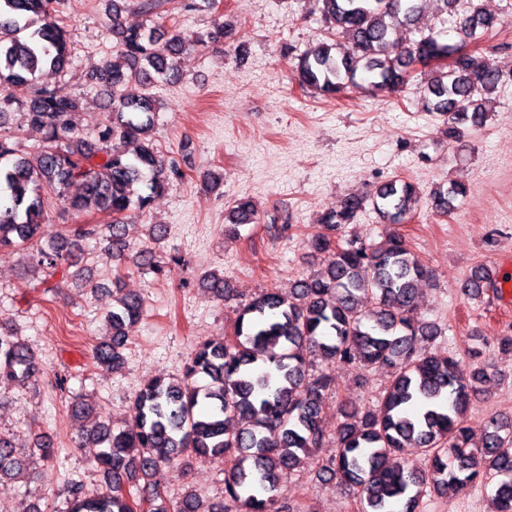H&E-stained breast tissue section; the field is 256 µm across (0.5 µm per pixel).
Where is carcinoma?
Masks as SVG:
<instances>
[{
    "instance_id": "carcinoma-1",
    "label": "carcinoma",
    "mask_w": 512,
    "mask_h": 512,
    "mask_svg": "<svg viewBox=\"0 0 512 512\" xmlns=\"http://www.w3.org/2000/svg\"><path fill=\"white\" fill-rule=\"evenodd\" d=\"M57 0H0V127L20 111L41 131L44 145L19 155L0 139V249L36 252L45 277L66 275L71 242L53 230L44 191L61 199L59 216L76 221L92 213L112 216L84 235L97 238L123 261L126 217L144 214L152 198L184 178L180 166L164 158L151 132L159 102L129 90L133 85L178 78L184 46L174 28L127 27L128 0H110L111 32L119 54L89 75L112 95L105 122L82 133L73 120L80 103L43 85L20 102L9 89L73 66L69 33L55 9ZM428 0H314L311 13L345 40L322 42L296 55L292 69L301 87L336 96L366 81L372 87H402L413 65L431 68L423 94L426 111L447 117L448 133L487 120L482 99L493 95L502 74L487 59L461 55L450 67L437 60L459 51L466 40L493 29L500 18L463 0H434L445 26L408 44L398 29L419 23ZM459 42H448V27ZM218 20L202 40L216 45L231 33ZM455 181L430 192L433 209L447 214L467 197ZM420 200L405 180H388L372 193L374 208L387 224L410 218ZM363 198L350 196L326 213L310 239L320 272L298 280L288 292L266 289L237 309L234 335L197 344L179 378H154L137 392L129 420L81 427L79 447L92 449L102 491L90 495L70 481L69 512H132L127 488L152 486L160 467L185 465L191 455L224 465V499L204 502L192 493L167 499L152 490L151 512H288L275 491L283 478L300 470L304 455L325 447L321 425L326 396L334 386L327 372L315 373L311 360L333 367L356 364L387 367L392 377L371 406L344 403L335 448L320 467L352 490L359 512H422L424 499L491 488L487 512H512V417L493 413L476 437L465 424L473 399L487 381L488 366L464 372L455 359L430 348L441 335L434 321L416 313L419 285L432 277L396 231L380 247L342 239ZM257 209L248 197L236 201L224 234L236 236L253 222ZM204 288L216 299L233 297L224 272L205 274ZM51 284V283H49ZM51 287H59L54 282ZM496 280L476 268L460 287L466 301L497 294ZM146 311L144 298L112 290L105 316L108 338L93 351L97 368L116 372L126 362V327ZM41 370L37 353L0 323V385L23 387ZM204 380L201 385L198 380ZM412 448L425 467L399 460ZM25 460L17 444L0 437V478L19 474Z\"/></svg>"
}]
</instances>
